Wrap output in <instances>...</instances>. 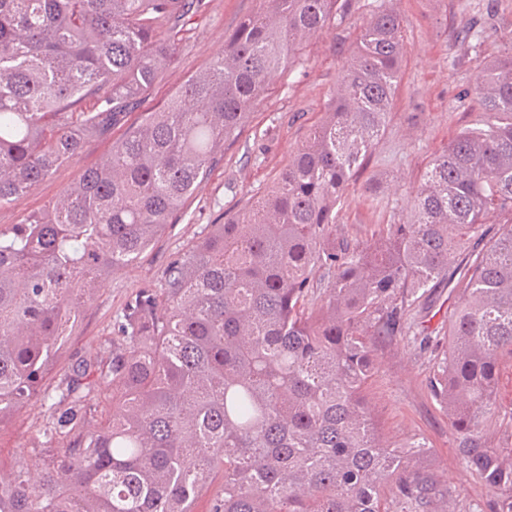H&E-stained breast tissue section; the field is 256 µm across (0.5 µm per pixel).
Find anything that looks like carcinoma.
I'll use <instances>...</instances> for the list:
<instances>
[{"label":"carcinoma","instance_id":"obj_1","mask_svg":"<svg viewBox=\"0 0 512 512\" xmlns=\"http://www.w3.org/2000/svg\"><path fill=\"white\" fill-rule=\"evenodd\" d=\"M339 2L261 0L222 56L141 113L77 183L0 228V429L33 401L48 411L0 469V512H196L217 478L210 512H453V491L423 466L426 444L384 441L363 392L378 342L431 340L407 312L456 266L429 389L463 464L498 493L496 512H512V410L495 400L512 360V52L476 72L479 118L432 162L414 221L352 239L336 206L382 135L406 50L387 8L258 206L128 301L95 376L79 364L63 386L41 388L99 282L171 226ZM202 6L0 0V208L139 107L176 60L182 17ZM491 211L508 217L493 234Z\"/></svg>","mask_w":512,"mask_h":512}]
</instances>
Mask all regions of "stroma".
<instances>
[{"label":"stroma","mask_w":512,"mask_h":512,"mask_svg":"<svg viewBox=\"0 0 512 512\" xmlns=\"http://www.w3.org/2000/svg\"><path fill=\"white\" fill-rule=\"evenodd\" d=\"M260 0H204L202 10L181 21L178 57L160 69L143 110L161 107L192 73L224 51V37ZM403 19L407 52L383 135L336 208V220L357 239L376 225L407 224L413 196L431 161L458 131L471 124L480 102L473 91L478 65L504 54L512 43V0H350L340 15L310 39L289 71L224 146L223 160L195 189L171 227L133 265L112 273L86 309L63 351L49 367L43 386L63 381L72 366L112 343V324L141 289L159 288L167 265L188 244L243 211L275 184L290 157L320 124L340 85L357 37L379 6ZM484 30L480 51L465 44L466 25ZM127 114L105 135L88 139L82 151L16 205L0 209V227L22 223L41 212L58 194L97 165L114 142L138 120ZM432 344L401 337L377 350L379 373L364 392L383 435L393 443L422 438L431 463L455 492L460 508L491 512L494 492L459 460L456 435L432 398L428 378ZM45 409L31 405L0 431V464L10 465L23 440L43 424Z\"/></svg>","instance_id":"1"}]
</instances>
